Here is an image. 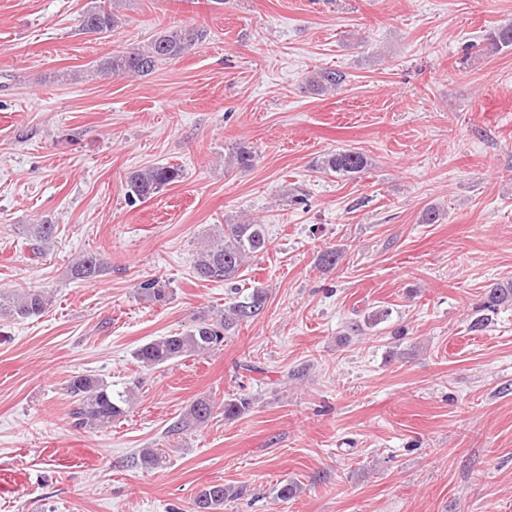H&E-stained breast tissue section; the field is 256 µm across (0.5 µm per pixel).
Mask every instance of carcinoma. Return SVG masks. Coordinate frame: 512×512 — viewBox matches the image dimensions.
I'll list each match as a JSON object with an SVG mask.
<instances>
[{
  "label": "carcinoma",
  "mask_w": 512,
  "mask_h": 512,
  "mask_svg": "<svg viewBox=\"0 0 512 512\" xmlns=\"http://www.w3.org/2000/svg\"><path fill=\"white\" fill-rule=\"evenodd\" d=\"M121 4L112 0L106 6L93 0L84 15V30L97 35L110 34L121 23ZM203 29L188 25L168 26L144 45L114 50L96 61L99 72L113 75L145 76L153 73L158 64L180 59L205 38ZM512 49V23L491 30L484 38V50L497 54ZM344 82L342 73L320 69L306 76L310 90L322 95L332 92ZM230 162L241 169L252 166L253 155L246 147H237L230 154ZM368 166L366 156L358 151L343 150L327 154L317 161V167L326 173L348 177L362 172ZM182 172L175 166L147 165L133 170L127 177L128 196L142 201L153 198L164 188L180 181ZM58 225L45 222L33 224L28 230L30 238L38 244L36 250L44 252L57 236ZM268 247L266 225L254 220L224 225V232L216 235L212 243L203 246L196 255L194 272L204 281L231 285L239 277L246 260ZM106 270V264L97 253L79 256L72 265V274L82 281H94ZM141 294L152 301L164 302L169 290L156 279L140 285ZM268 292L255 288L242 299L231 298L224 312L212 318H198L190 329L162 336L136 349L133 357L145 368H156L181 358L208 354L224 346V338L233 329L255 320L265 309ZM512 305V282L497 283L488 288L484 310L495 312ZM50 306L47 292L32 288L0 289V318L28 319L43 314ZM136 381L121 391L95 375H75L67 384L72 398L70 417L79 429H104L112 426L126 412V406L139 390ZM252 398L241 394L224 401V417L232 419L251 408ZM214 411L212 401L199 398L193 401L183 417L170 428L172 432L194 430L206 424ZM166 459L162 448H142L134 457L136 465L149 471L162 466ZM233 491L222 483L202 486L193 503L195 512H223L224 501Z\"/></svg>",
  "instance_id": "carcinoma-1"
}]
</instances>
